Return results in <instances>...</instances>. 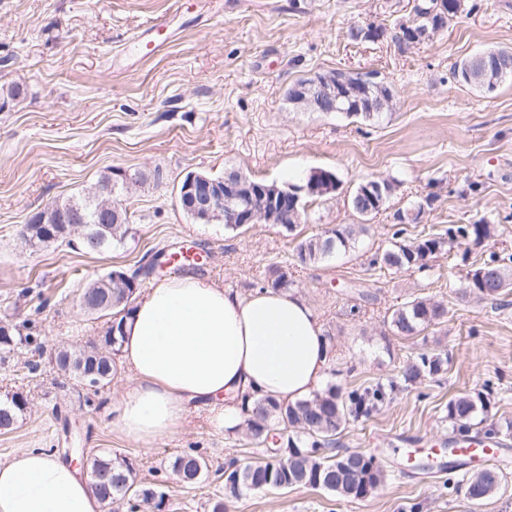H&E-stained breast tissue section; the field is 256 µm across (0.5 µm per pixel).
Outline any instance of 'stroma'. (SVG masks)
Segmentation results:
<instances>
[{
	"mask_svg": "<svg viewBox=\"0 0 512 512\" xmlns=\"http://www.w3.org/2000/svg\"><path fill=\"white\" fill-rule=\"evenodd\" d=\"M477 3L405 48L388 39L355 43L347 32L407 21L413 0H0V85L24 89L0 110V323L30 327L43 347L41 356L24 350L0 363V397L18 392L29 402L14 429L0 434V464L22 449L57 454L68 419L86 457L111 450L133 462L139 481L166 480V512H206L223 481L193 488L169 481L173 457L196 448L217 468L260 457L244 431L217 430L204 408L191 410L176 433L143 444L104 409L131 379L124 364L86 399L52 365L54 350L106 331L105 319L78 304L93 279L132 271L147 253L187 241L209 255L202 277L241 294L261 287L271 267L289 269L293 291L312 305L328 343L324 384L387 381L417 352L445 359L440 374L337 435L333 452L372 454L383 465L385 480L371 496L347 500L309 487L250 492L226 512H405L414 503L422 512H512V431L501 433L488 462L502 483L483 501L467 498L461 473L415 467L446 458L448 401L457 393L488 395L496 420L512 422V289L494 300L462 292L475 264L512 253V81L487 95L452 77L462 59L512 48V0ZM151 18L174 40L144 59L133 37ZM336 70L374 71L392 86L393 106L379 123L288 104L289 85ZM315 168L336 172L342 187L308 199V223L290 232L198 224L178 202L191 172H237L289 187ZM114 169L145 177L122 201L131 227L123 245L98 254L24 248L20 232L34 213ZM381 179L400 186L385 208L361 220L350 194ZM425 197L431 204L420 219L400 223L399 214ZM480 219L495 225L493 237L437 255L428 271L371 263L396 230L409 241ZM360 222L366 230L349 248L296 264L300 240ZM362 290L374 301L361 302ZM413 297L444 302L446 322L413 337L393 335L384 316ZM31 359L39 364L33 375Z\"/></svg>",
	"mask_w": 512,
	"mask_h": 512,
	"instance_id": "1",
	"label": "stroma"
}]
</instances>
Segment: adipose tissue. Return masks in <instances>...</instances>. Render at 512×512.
Masks as SVG:
<instances>
[{"instance_id": "obj_1", "label": "adipose tissue", "mask_w": 512, "mask_h": 512, "mask_svg": "<svg viewBox=\"0 0 512 512\" xmlns=\"http://www.w3.org/2000/svg\"><path fill=\"white\" fill-rule=\"evenodd\" d=\"M133 375L106 409L143 443L175 433L189 408H208L220 430L245 416L244 395L295 401L320 383L328 344L313 307L290 291L241 295L183 274L152 286L124 328ZM71 463L34 449L0 464V512H100Z\"/></svg>"}]
</instances>
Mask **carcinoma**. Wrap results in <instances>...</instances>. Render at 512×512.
<instances>
[{"mask_svg": "<svg viewBox=\"0 0 512 512\" xmlns=\"http://www.w3.org/2000/svg\"><path fill=\"white\" fill-rule=\"evenodd\" d=\"M434 0H415L412 7L413 18L409 22L390 29L372 24L364 27L355 25L349 30V38L354 41H377L390 38L396 43L408 44L412 40L411 28L416 17L429 13ZM466 10V0H443V10L427 22L432 29L443 27L448 21ZM348 84L336 87V112L348 117L375 123L382 119L384 111L390 108L388 99L391 87L383 81L373 82L360 74L345 73ZM382 193L367 188L365 181L350 197L354 211L363 214L379 212L392 198L399 184L396 180H382ZM110 188L116 198L129 193L123 180H115L112 175L100 177L95 184L76 197L83 206L84 213L93 224L100 223L96 215L100 191ZM363 225L350 224L328 233L300 241L295 247V261L299 264L314 263L347 248L356 240ZM495 227L482 221L472 224H452L448 226V236L428 233L413 241L402 242L403 230L393 233L396 241L376 254L372 264L388 271L415 269L425 272L431 268L430 261L436 255L451 251L454 244L481 246L494 234ZM130 233L127 211H122V219L112 225L107 233L106 243L95 248L87 242L79 243L83 251H107L112 245L124 242ZM165 252L159 251L153 260L141 265L124 276L122 271H113L112 306H105L97 312L100 317L112 318V324L99 343L82 349H63L56 354V368L77 385H85L86 374L94 373L96 388L112 381L115 359L121 353L123 325L131 315L133 302L143 282L150 278L155 267L163 265ZM512 254H493L467 273L464 293L478 297L494 298L512 287ZM292 284L288 271L275 267L267 281V287L282 290ZM447 306L441 301L415 297L394 309L387 317L389 328L401 336H417L430 327L446 321ZM34 342L30 334H23L10 324L0 325V361L21 348H29ZM443 358L438 354L417 352L402 364L397 376L387 383H377L347 390L330 385L325 390L313 394L305 400L277 401L268 397L253 400L246 411L244 421L246 434L252 441L264 448L262 458L228 468L211 470L209 459L191 448L174 458L172 474L175 479L188 485L197 484L215 472L224 477V494L210 501L208 512H224V499L239 498L247 492L289 491L296 487L320 489L329 494L361 500L370 496L382 483L384 469L373 455L350 452L329 455L327 449L334 443V437L344 431L352 421L369 418L390 403L393 395L406 390L423 379L441 372ZM28 408L27 399L13 394L0 400V432L13 430V424ZM448 420L452 430L459 434L475 433L494 437L501 430H511L512 422L503 426L494 420L489 410V402L481 395L459 393L448 401ZM91 470L100 473L92 481L91 488L104 506L109 509L127 507L128 512H139L144 504L163 512L167 505V492L162 483H142L136 480L133 463L126 457L106 452L92 458ZM466 496L472 500H482L492 495L500 485V475L492 469H484L466 478Z\"/></svg>", "mask_w": 512, "mask_h": 512, "instance_id": "carcinoma-1", "label": "carcinoma"}]
</instances>
